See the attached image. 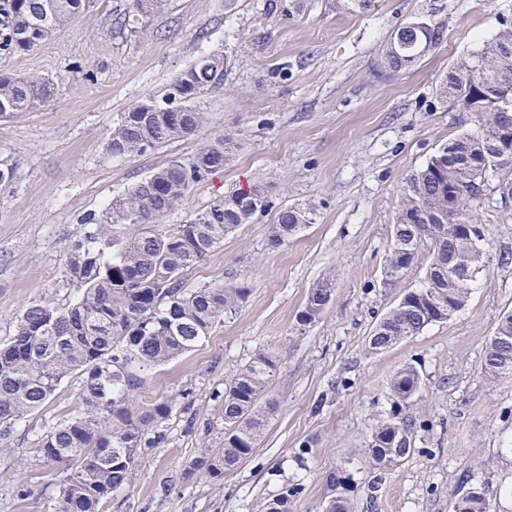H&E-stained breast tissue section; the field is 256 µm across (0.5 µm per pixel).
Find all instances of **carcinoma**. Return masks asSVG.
I'll return each instance as SVG.
<instances>
[{
	"label": "carcinoma",
	"instance_id": "carcinoma-1",
	"mask_svg": "<svg viewBox=\"0 0 512 512\" xmlns=\"http://www.w3.org/2000/svg\"><path fill=\"white\" fill-rule=\"evenodd\" d=\"M168 2L131 0L127 24L147 30L165 13ZM83 10L84 0H0V49L29 51ZM496 23L494 38L461 57L439 85L440 98L458 112L477 114L479 126L440 148L405 183L386 277L399 281L423 246L429 248V265L422 287L404 292V302L376 325L369 338L374 352L442 321L440 309L460 311L471 283L488 267L486 242L475 248L459 225L468 222L470 204L483 199L487 186L495 185L502 200L512 198V139L505 145L506 154L488 153L489 141L501 138L504 131L512 134V18L498 15ZM439 39L436 26L420 43L399 29L387 47L385 65L393 71L406 69ZM223 81V54L198 58L179 73L166 98L138 102L122 113L109 135L110 154L125 157L195 133L206 120L197 99ZM60 88L39 77L1 73L0 119L44 107ZM229 158L226 140L207 142L189 163L173 161L113 198L95 230L69 257L78 301L64 309L32 304L17 320L10 340L0 345L4 436L16 421L40 408L65 378L79 375L86 411L57 425L40 442L45 459L74 465L60 490L59 512H69L72 503L77 512H97L103 499L131 483L139 448L161 438L149 432L173 409L169 400L136 415L126 408L139 374L192 351L244 296L243 289L222 285L186 291L181 277L224 237L268 208L261 186L226 193L172 230H138L174 211L197 183L224 168ZM312 220L308 205L282 206L270 246L288 243ZM116 224L137 231L118 243L112 237ZM451 258L460 267H470L472 275L463 278L448 268ZM333 291V279L317 282L300 320L318 319ZM275 370L272 358L260 353L224 384V443L196 460L186 476L198 470L221 480L259 446L275 410L266 397ZM481 372L491 381L512 379V314L501 317L488 339ZM419 387L420 375L411 366L391 382V391L404 401ZM413 434L412 424L401 418L379 421L368 445L372 465L381 468L405 456ZM296 494V488L283 486L261 512H288V501ZM450 512H490L486 490L478 495L462 491Z\"/></svg>",
	"mask_w": 512,
	"mask_h": 512
}]
</instances>
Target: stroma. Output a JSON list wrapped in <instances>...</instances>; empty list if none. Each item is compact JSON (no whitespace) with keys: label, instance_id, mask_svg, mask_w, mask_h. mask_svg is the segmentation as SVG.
<instances>
[{"label":"stroma","instance_id":"stroma-1","mask_svg":"<svg viewBox=\"0 0 512 512\" xmlns=\"http://www.w3.org/2000/svg\"><path fill=\"white\" fill-rule=\"evenodd\" d=\"M130 0H89L35 49L0 50V73L64 79L45 107L0 120V344L34 302L60 307L78 291L67 261L84 218L99 217L128 187L189 162L200 143L228 140L224 169L198 183L157 224L185 223L224 192L259 185L270 206L182 274L184 288L244 291L195 350L144 372L129 395L143 411L175 400L159 443L139 450L132 483L99 512H259L282 485L300 490L290 512H324L340 496L353 512H448L468 477L483 474L493 512H512V381L480 372L485 345L512 313V199L481 200L469 213L490 239V264L465 307L387 351L369 337L409 289L421 287L427 250L397 284L385 282L393 226L408 177L477 117L441 100V79L491 40L512 0H170L144 35L121 26ZM422 19L441 39L413 66L386 67L397 29ZM224 56V81L198 105L194 136L115 158L109 133L136 101L162 99L198 57ZM309 203L314 222L271 248L282 205ZM332 277L324 313L304 323L310 289ZM277 365L275 411L258 448L214 485L191 468L224 439V383L256 354ZM421 379L407 401L390 383L403 367ZM78 378L65 379L0 439V512H59L67 464L44 459L40 439L82 414ZM414 425L411 451L373 470L367 448L380 420Z\"/></svg>","mask_w":512,"mask_h":512}]
</instances>
